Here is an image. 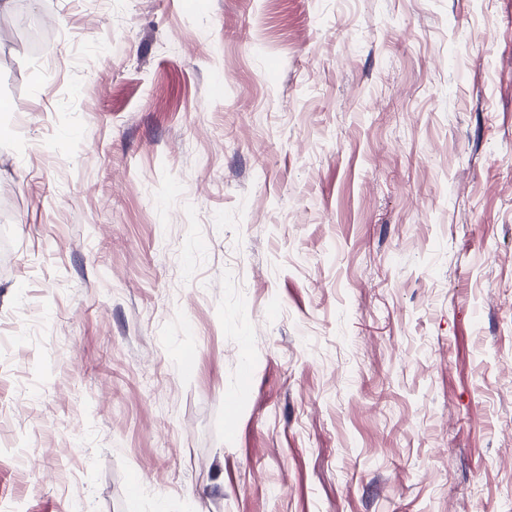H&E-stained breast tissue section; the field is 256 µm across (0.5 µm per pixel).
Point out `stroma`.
Segmentation results:
<instances>
[{"label":"stroma","mask_w":512,"mask_h":512,"mask_svg":"<svg viewBox=\"0 0 512 512\" xmlns=\"http://www.w3.org/2000/svg\"><path fill=\"white\" fill-rule=\"evenodd\" d=\"M0 512H512V0L0 5Z\"/></svg>","instance_id":"1"}]
</instances>
